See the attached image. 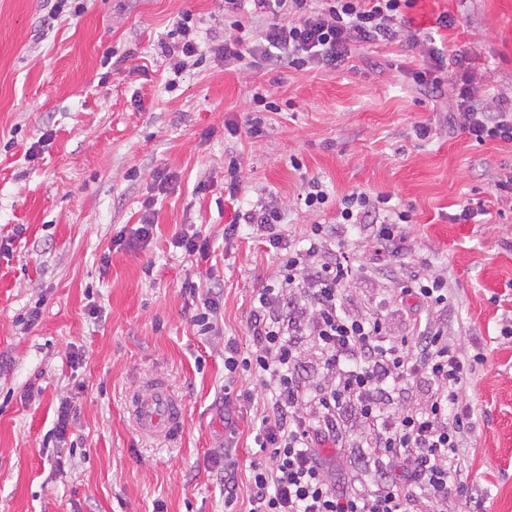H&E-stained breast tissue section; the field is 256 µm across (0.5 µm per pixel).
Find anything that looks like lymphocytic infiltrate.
<instances>
[{
	"mask_svg": "<svg viewBox=\"0 0 512 512\" xmlns=\"http://www.w3.org/2000/svg\"><path fill=\"white\" fill-rule=\"evenodd\" d=\"M415 0H224V45L228 61L333 69L360 46L397 37L418 49L427 66L413 72L416 85L453 87L448 122L476 143L512 144V106L477 98V77L465 57L447 64L431 37L402 26ZM266 18L263 29L255 21ZM162 51L170 73L180 77L190 61L202 60L197 29L182 15ZM387 195L354 191L344 195L332 224H314L303 242L287 240L281 212L263 205L243 213L242 223L260 232L279 257L275 284L252 297L254 349L241 354L224 342V379L255 377L259 424L254 443L249 512H445L461 492L456 456L459 436L472 426L474 410L460 393L483 352L467 355L448 341V283L416 276L402 289L426 315L413 336L388 334L384 320L365 309H345L343 292L355 271L342 251V230L373 215L371 248L397 253L399 227L411 215L393 210ZM314 348L324 371L308 385L300 372L306 348ZM426 385L423 402L398 400L401 387ZM352 413L368 440L366 463L385 475L372 491L355 479L337 478L333 455L348 440L342 422Z\"/></svg>",
	"mask_w": 512,
	"mask_h": 512,
	"instance_id": "f902f5d3",
	"label": "lymphocytic infiltrate"
}]
</instances>
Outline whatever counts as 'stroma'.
<instances>
[{"mask_svg": "<svg viewBox=\"0 0 512 512\" xmlns=\"http://www.w3.org/2000/svg\"><path fill=\"white\" fill-rule=\"evenodd\" d=\"M85 5L49 26L47 0H0V512H224L216 471L228 451L247 512L258 424L248 397L260 384L225 382L224 341L251 351L250 300L279 261L253 228L228 242L224 226L273 201L298 240L333 223L356 189L391 195L411 221L396 256L374 254L369 228L349 229L345 252L364 269L350 299L409 336L421 311L401 287L417 273L447 279L448 337L485 356L460 396L474 410L460 479L487 512H512V337L500 333L512 319V195L497 188L512 176V145L449 128L447 98L418 89L411 74L424 62L402 41L333 70L257 69L214 51L224 0ZM186 12L206 60L171 90L159 42ZM446 13L457 25L435 29ZM405 21L466 56L481 98L512 99V0H416ZM258 87L280 109L253 138ZM422 124L428 137L415 133ZM313 178L329 194L319 211L298 199ZM467 203L485 216L454 223ZM146 217L152 239L129 247ZM192 227L206 253L176 247ZM215 284L223 292L204 335L196 317ZM155 381L184 404L165 437L131 414Z\"/></svg>", "mask_w": 512, "mask_h": 512, "instance_id": "35a3bbf8", "label": "stroma"}]
</instances>
